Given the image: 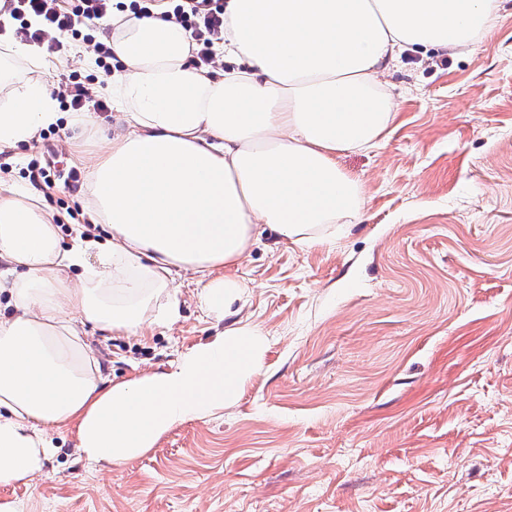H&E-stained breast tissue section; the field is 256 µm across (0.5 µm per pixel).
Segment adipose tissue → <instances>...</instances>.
Here are the masks:
<instances>
[{"instance_id": "adipose-tissue-1", "label": "adipose tissue", "mask_w": 512, "mask_h": 512, "mask_svg": "<svg viewBox=\"0 0 512 512\" xmlns=\"http://www.w3.org/2000/svg\"><path fill=\"white\" fill-rule=\"evenodd\" d=\"M498 0H225L214 61H193L189 31L161 9L113 11L100 34L119 67L94 91L124 112L86 202L107 230L70 248L35 195L0 189V487L42 472L52 434L72 428L91 463L144 455L175 425L235 403L267 340L236 324L169 369L115 383L85 325L135 334L178 317L177 276H201L200 305L224 319L245 288L233 275L261 230L300 249L357 223L363 184L338 163L388 133L397 103L383 75L401 52H455L496 22ZM57 62L0 38V148L59 122ZM79 268L77 278L67 276Z\"/></svg>"}]
</instances>
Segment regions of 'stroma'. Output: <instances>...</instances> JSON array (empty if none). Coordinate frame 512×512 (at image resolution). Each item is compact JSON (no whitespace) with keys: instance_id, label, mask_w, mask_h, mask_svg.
Masks as SVG:
<instances>
[{"instance_id":"stroma-1","label":"stroma","mask_w":512,"mask_h":512,"mask_svg":"<svg viewBox=\"0 0 512 512\" xmlns=\"http://www.w3.org/2000/svg\"><path fill=\"white\" fill-rule=\"evenodd\" d=\"M55 75L102 76L65 39ZM395 124L340 155L366 204L361 222L301 250L269 233L235 274V320L268 347L232 406L171 428L143 456L103 468L71 434L28 483L0 487L24 512H512V0L469 49L403 55L387 74ZM0 151V188L34 192L28 165L58 159L43 196L70 246L90 224L89 170L123 130L98 112ZM77 219H69L68 209ZM180 317L140 334L89 330L112 381L174 366L224 325L176 279Z\"/></svg>"}]
</instances>
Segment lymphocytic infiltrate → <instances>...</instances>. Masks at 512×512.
I'll list each match as a JSON object with an SVG mask.
<instances>
[{"label": "lymphocytic infiltrate", "instance_id": "lymphocytic-infiltrate-1", "mask_svg": "<svg viewBox=\"0 0 512 512\" xmlns=\"http://www.w3.org/2000/svg\"><path fill=\"white\" fill-rule=\"evenodd\" d=\"M163 3L169 16L197 41L198 61L210 63L213 42L224 34V0H10L9 17L17 23V38L54 53L63 47L62 36H79L82 28L103 20L113 9L148 16Z\"/></svg>", "mask_w": 512, "mask_h": 512}]
</instances>
